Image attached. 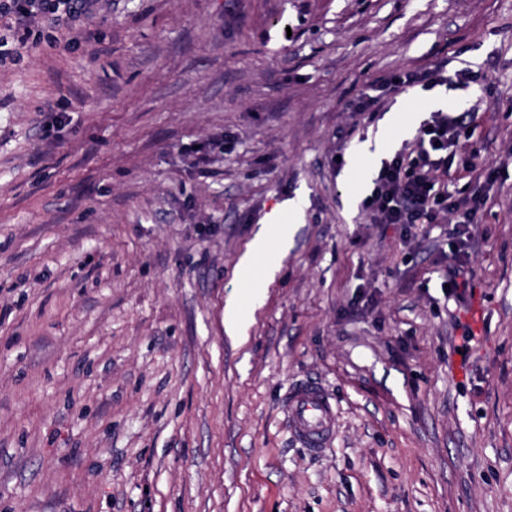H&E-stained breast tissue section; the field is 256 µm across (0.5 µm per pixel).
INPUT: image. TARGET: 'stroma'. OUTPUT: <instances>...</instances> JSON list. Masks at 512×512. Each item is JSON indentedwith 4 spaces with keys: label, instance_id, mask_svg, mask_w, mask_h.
<instances>
[{
    "label": "stroma",
    "instance_id": "1",
    "mask_svg": "<svg viewBox=\"0 0 512 512\" xmlns=\"http://www.w3.org/2000/svg\"><path fill=\"white\" fill-rule=\"evenodd\" d=\"M0 39V512H512V0H100ZM438 63L477 85L351 110ZM477 99L438 177L488 197L459 296L451 215L373 223L352 156ZM299 194L275 275L241 269ZM406 133V128L402 125H393L392 131L383 136H377L373 141L368 139L364 143V150L371 155H378L389 150L397 141V138ZM285 411L290 430L310 452H321L334 440L336 405L320 386L307 383L290 389Z\"/></svg>",
    "mask_w": 512,
    "mask_h": 512
}]
</instances>
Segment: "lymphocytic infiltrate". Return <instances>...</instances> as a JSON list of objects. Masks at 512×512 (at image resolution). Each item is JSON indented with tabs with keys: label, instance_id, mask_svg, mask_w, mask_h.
I'll return each instance as SVG.
<instances>
[{
	"label": "lymphocytic infiltrate",
	"instance_id": "lymphocytic-infiltrate-1",
	"mask_svg": "<svg viewBox=\"0 0 512 512\" xmlns=\"http://www.w3.org/2000/svg\"><path fill=\"white\" fill-rule=\"evenodd\" d=\"M94 0H0V19L31 25L43 18L59 21L60 17L79 18L89 15ZM477 74L461 68L447 73L438 64L426 71L408 70L393 74L384 84L386 91L419 87L429 91L437 87L466 89L475 84ZM478 116L477 107L462 111L435 110L423 119L410 144L392 158L383 160L373 188L364 199L375 223L413 226L431 222L436 209L454 215L458 224L473 223L478 205L468 198L454 199L441 191L436 175L452 168L467 135Z\"/></svg>",
	"mask_w": 512,
	"mask_h": 512
}]
</instances>
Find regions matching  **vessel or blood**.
<instances>
[{
	"mask_svg": "<svg viewBox=\"0 0 512 512\" xmlns=\"http://www.w3.org/2000/svg\"><path fill=\"white\" fill-rule=\"evenodd\" d=\"M285 411L290 430L309 451L321 452L334 440L337 409L320 386L307 383L290 389Z\"/></svg>",
	"mask_w": 512,
	"mask_h": 512,
	"instance_id": "obj_1",
	"label": "vessel or blood"
}]
</instances>
